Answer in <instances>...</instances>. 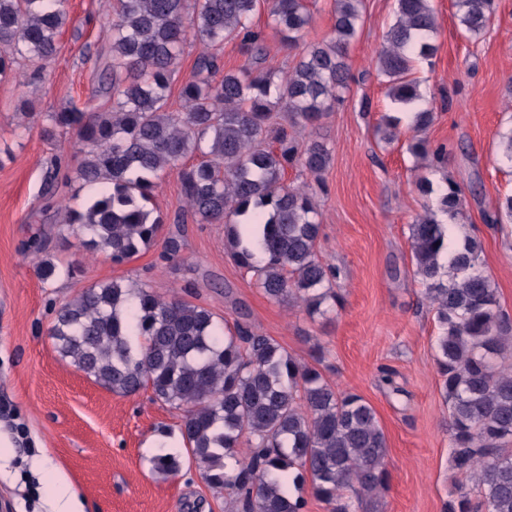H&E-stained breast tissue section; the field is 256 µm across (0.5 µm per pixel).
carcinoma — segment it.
Listing matches in <instances>:
<instances>
[{"label":"carcinoma","mask_w":512,"mask_h":512,"mask_svg":"<svg viewBox=\"0 0 512 512\" xmlns=\"http://www.w3.org/2000/svg\"><path fill=\"white\" fill-rule=\"evenodd\" d=\"M332 36L305 44L304 0H267L281 44L301 49L286 71L264 66L267 46L252 27L259 0H107L105 45L98 55L101 109L67 106L44 115L20 113L22 125L76 134V177L60 164L46 172L47 192L80 186L96 192L61 223L77 225L85 245L123 263L154 244L164 218L152 208L155 190L178 175L185 212L199 224L224 225V248L275 301L290 299L308 313L338 301L335 267L315 250L320 224L307 186L285 180L298 165L320 178L331 160L317 139L299 147L288 127L316 128L348 88V47L360 34L362 0H335ZM493 0H454L464 33L487 29ZM68 20L64 0H0V76L15 60L36 64L32 79L59 52ZM438 29L432 0H396L376 63L387 95L403 108L422 100L414 70L433 56ZM202 45L192 77L180 88L182 109L168 108L171 80L188 37ZM236 40L246 56L224 69L213 49ZM414 112L409 150L432 166L446 151L421 136L433 122ZM383 139H397L399 120L385 116ZM200 155L191 166L185 159ZM443 212L463 215V189L444 177ZM448 225L425 212L409 226L414 275L435 310L437 365L448 402V431L458 486L444 512H512V319L497 289L479 270L481 246L464 237L440 262ZM76 263L43 259L41 278L75 272ZM51 336L68 360L102 388L121 395L151 389L183 413L182 440L205 482L224 492L227 512H306L310 494L329 512H356L388 488L387 441L374 408L340 391L271 337L240 322L221 327L212 312L146 286L98 282L63 304ZM150 462L178 474L180 457L160 451Z\"/></svg>","instance_id":"1"}]
</instances>
